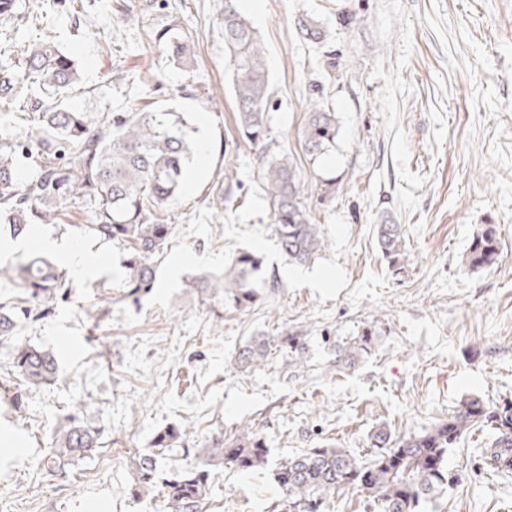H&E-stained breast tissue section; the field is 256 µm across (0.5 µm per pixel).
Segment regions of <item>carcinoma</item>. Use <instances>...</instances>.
<instances>
[{
	"label": "carcinoma",
	"instance_id": "cac0c4a2",
	"mask_svg": "<svg viewBox=\"0 0 512 512\" xmlns=\"http://www.w3.org/2000/svg\"><path fill=\"white\" fill-rule=\"evenodd\" d=\"M237 0H224V50L233 66L232 91L238 106L239 137L266 158L261 178L272 224L282 253L293 264H305L323 247V239L309 207L300 198L294 161L286 153H271L267 112L271 86L266 48L248 19L237 9ZM305 41L319 42L324 31L311 18L298 21ZM154 44L184 69L195 58L189 36L175 27L153 34ZM0 103L24 113L26 123L14 138H0V224H8L18 237L35 224H52L65 205L83 201L95 204L90 223L81 233L120 241L130 251L128 274L122 287L126 298L153 287L154 258L163 254L172 233L169 208L186 176L198 145L188 122L178 112L134 108L114 112L94 122L78 110L57 103L77 80L73 59L59 51L46 36L28 46L22 61H1ZM336 112L314 108L301 129L305 151L318 156L336 144ZM38 163L37 176L22 182V160ZM231 179L224 174L216 195L217 207L234 205ZM378 243L391 265L405 258L402 225H377ZM501 239L498 225L481 224L473 234L465 263L471 269L497 263ZM263 258L255 251L239 252L224 271V278L193 283L194 288L224 298L238 310L259 301L254 288L263 272ZM24 288L21 311L32 321L47 318L70 291L65 274L44 258H33L13 271ZM31 307H26V304ZM15 312L0 305V340L13 336ZM378 332L368 327L356 337L337 344L336 365L352 369L371 355ZM288 357L302 363L307 354L303 337L280 339ZM271 341L255 337L239 350L242 369L266 364ZM10 375L29 386L49 384L58 375L53 352L27 343L11 350ZM489 429L493 439L482 450L486 464L497 473L512 474V402L491 406L471 395L447 420L419 434L396 435L387 424L369 435L370 453L354 456L332 445L310 448L275 463L272 469L285 512H324L331 497L342 489L367 495L377 512H423V507L462 482V475L448 467V456L475 430ZM187 424L158 431L135 462L131 494L142 496L158 489L163 512H201L208 497L211 467L229 464L241 472L264 469L269 464L266 439L249 429L229 438L216 437L204 448L185 447ZM101 432L77 414L67 416L41 461L53 476H65L71 467L95 452ZM174 452L192 456L185 466L167 476L159 463Z\"/></svg>",
	"mask_w": 512,
	"mask_h": 512
}]
</instances>
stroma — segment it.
<instances>
[{"mask_svg":"<svg viewBox=\"0 0 512 512\" xmlns=\"http://www.w3.org/2000/svg\"><path fill=\"white\" fill-rule=\"evenodd\" d=\"M18 0L0 21V43L37 32L75 62L69 104L100 119L134 107L181 112L205 142L169 210L172 235L157 257L153 288L124 299V244L80 234L90 206L58 223L10 236L0 225V303L23 289L12 270L42 257L41 247L87 245L92 272L70 276L68 302L46 319L18 318L16 336L52 351L59 374L49 385L11 381L9 341L0 342V512H161L153 495L132 498L135 460L157 431L189 423L196 447L249 426L270 461L319 445L368 453L378 425L419 432L446 420L476 395L512 401V0H260L245 16L266 47L272 88L273 152L288 151L324 248L306 265L289 264L269 227L256 149L241 141L220 18L224 0ZM311 18L328 35L299 38ZM179 24L197 62L185 70L149 40ZM126 76L112 80L113 70ZM333 109L336 145L307 155L299 132L314 105ZM231 174L239 202L216 216L218 177ZM336 181L323 198L324 179ZM404 227L402 268L389 265L374 227ZM482 224L500 229L501 255L471 269L464 255ZM260 252L279 285L259 284L261 300L238 310L197 291L195 281L223 275L241 250ZM372 325V355L337 367L336 344ZM304 336L307 358L282 352L256 370L236 365L256 336ZM102 432L101 446L63 478L40 461L64 417ZM489 434L476 431L448 458L465 478L439 501L440 512H512V475L493 473L480 456ZM271 469L211 470L206 512H273Z\"/></svg>","mask_w":512,"mask_h":512,"instance_id":"stroma-1","label":"stroma"}]
</instances>
